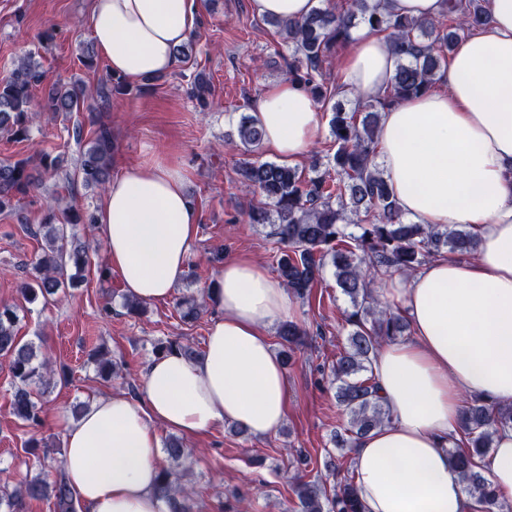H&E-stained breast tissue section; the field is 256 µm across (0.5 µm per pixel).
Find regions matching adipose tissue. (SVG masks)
Instances as JSON below:
<instances>
[{
	"instance_id": "obj_1",
	"label": "adipose tissue",
	"mask_w": 512,
	"mask_h": 512,
	"mask_svg": "<svg viewBox=\"0 0 512 512\" xmlns=\"http://www.w3.org/2000/svg\"><path fill=\"white\" fill-rule=\"evenodd\" d=\"M487 26L452 52L445 91L383 112L378 162L403 213L420 224L470 226L474 261L441 257L393 277L385 299L409 339L384 344L372 375L389 423L362 437L354 478L365 512H478L450 453L462 401L512 404V0H485ZM199 0H94L91 35L113 76L130 82L177 64ZM396 69L386 40L361 30L343 63L346 93L380 96ZM263 142L283 160L305 157L320 128L315 100L284 81L253 105ZM198 216L182 171L146 164L114 178L97 212L108 262L130 297L168 298L183 279ZM217 310L204 353L160 355L140 400L96 398L61 421L65 476L86 512H165L154 493L161 446L154 424L197 435L222 423L273 433L288 407V378L267 338L293 315L284 284L258 261H225L208 287ZM481 472L512 501V429L497 435Z\"/></svg>"
}]
</instances>
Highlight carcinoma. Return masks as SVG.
<instances>
[{"label": "carcinoma", "mask_w": 512, "mask_h": 512, "mask_svg": "<svg viewBox=\"0 0 512 512\" xmlns=\"http://www.w3.org/2000/svg\"><path fill=\"white\" fill-rule=\"evenodd\" d=\"M443 16L448 22L395 14L389 0H348L341 8L318 6L301 20H270L288 47L290 82L329 108L330 136L336 150L324 162L313 159L310 176L286 163L250 160L241 163L239 174L246 188L264 198L250 208L248 221L273 225L280 245L276 271L288 291L299 299L309 298L330 266L336 287L350 303L343 312L350 330L326 375L327 382L336 386L337 403L349 416L344 432L331 436L333 445L341 450L353 449L358 439L390 420L371 375V364L383 344L403 336L408 323L401 311L381 305L374 294L375 283L393 273L414 272L445 252L472 255L478 246V234L471 227L450 229L405 220L377 162L381 113L431 91L455 44L488 24L482 0H444ZM361 24L384 35L399 62L385 95L370 100L357 97L346 110L342 100L335 98V88L326 82L323 64L335 50L352 42V32ZM112 80L114 76L109 74L93 89L80 80L48 84L35 54L25 56L0 80V132L16 141L31 139L37 117L32 110L33 91L45 83L46 111L70 114L92 112L97 101L109 103ZM237 138L243 154L249 155L261 145L263 133L244 115L238 122ZM114 149L110 127L100 125L88 149L79 154L74 173L65 177L74 176L88 188H106ZM63 168L61 157L44 152L36 160L0 162V212L13 209L15 199L30 194L43 179L58 175ZM90 223L92 219L82 209L61 198L44 204L41 223L30 228L33 236L42 237L44 246L32 264L31 275L22 283L21 292L28 302L64 293L85 279L89 248L69 228ZM18 322L17 309L0 303V355L8 358L14 379L12 411L19 419L37 425L43 410L33 387L44 392L50 387L51 361L38 358L34 343L19 340ZM309 335L294 322L280 327L277 337L283 365L295 363L297 347ZM156 353L198 356L191 344L177 339L158 344ZM89 360L98 376L116 375V363L104 348L92 350ZM508 427L512 428V405L473 398L464 401L462 447L453 456L464 489L479 504L480 512H512V503L500 500L478 471L479 463L491 457L496 434ZM164 452L167 465L159 470L155 494L168 506V512H190L187 500L194 490L185 477L192 450L171 439ZM289 455L297 468L292 491L298 512H364L354 476L344 475L329 491L320 481L307 479L304 468L311 463L307 455L300 450ZM56 471L52 482L35 478L13 489L7 479H1L0 512H25L27 501L51 498L56 512H76L78 501L66 481L64 461H58Z\"/></svg>", "instance_id": "1"}]
</instances>
